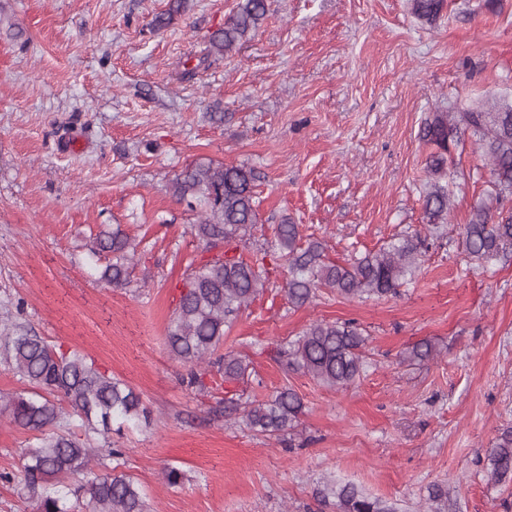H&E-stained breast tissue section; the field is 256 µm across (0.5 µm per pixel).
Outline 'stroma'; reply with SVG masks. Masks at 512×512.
Masks as SVG:
<instances>
[{
    "instance_id": "obj_1",
    "label": "stroma",
    "mask_w": 512,
    "mask_h": 512,
    "mask_svg": "<svg viewBox=\"0 0 512 512\" xmlns=\"http://www.w3.org/2000/svg\"><path fill=\"white\" fill-rule=\"evenodd\" d=\"M239 0H0V314L76 348L140 393L151 421L113 434L148 512H337L350 483L396 512H512V481L488 453L512 426V255L479 264L453 227L494 192L472 136L452 150V230L432 240L397 294L346 299L321 289L289 305L287 270L224 337L244 379L188 388L167 329L196 219L170 183L187 166L254 168L261 224L250 246L298 224L341 262L405 234L428 235L425 119L512 97V0H446L435 25L410 0H269L260 27L225 55L208 38ZM120 228L137 245L130 282H101L88 245ZM316 319L356 321L365 366L343 390L273 357ZM431 342L434 358L403 354ZM303 410L279 437L219 412V399ZM34 435L0 414V472L19 470ZM184 475L169 486L166 468Z\"/></svg>"
}]
</instances>
